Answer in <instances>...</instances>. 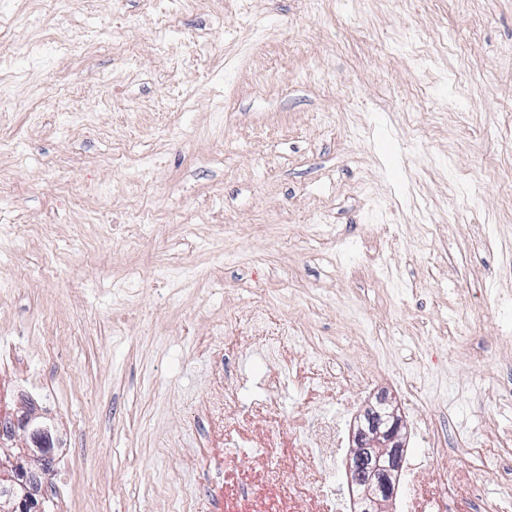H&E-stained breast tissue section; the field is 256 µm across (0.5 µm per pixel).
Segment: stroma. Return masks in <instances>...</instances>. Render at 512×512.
<instances>
[{"label":"stroma","instance_id":"1","mask_svg":"<svg viewBox=\"0 0 512 512\" xmlns=\"http://www.w3.org/2000/svg\"><path fill=\"white\" fill-rule=\"evenodd\" d=\"M1 16L0 337L29 358L0 386L65 445L41 512H214L193 418L220 368L266 373L224 333L257 301L372 376L344 405L314 391L342 427L402 404L405 372L452 444L512 436L489 377L512 366V0Z\"/></svg>","mask_w":512,"mask_h":512}]
</instances>
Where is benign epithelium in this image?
<instances>
[{
  "instance_id": "obj_1",
  "label": "benign epithelium",
  "mask_w": 512,
  "mask_h": 512,
  "mask_svg": "<svg viewBox=\"0 0 512 512\" xmlns=\"http://www.w3.org/2000/svg\"><path fill=\"white\" fill-rule=\"evenodd\" d=\"M35 419L32 412H26L0 422V431H27ZM403 428L398 407L384 395L353 423L352 443L357 452L349 464V486L358 491L360 512H382V503L395 495L393 475L401 467L405 449Z\"/></svg>"
}]
</instances>
